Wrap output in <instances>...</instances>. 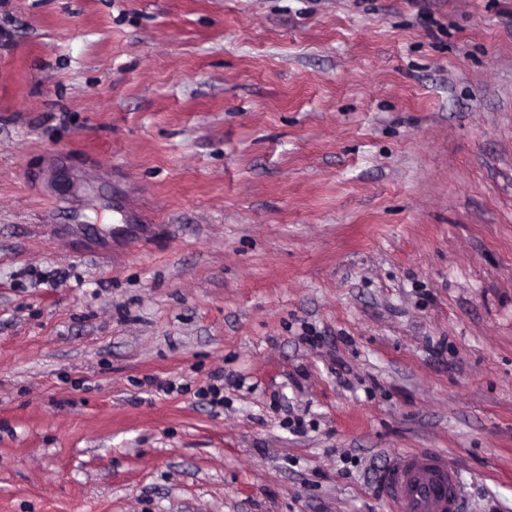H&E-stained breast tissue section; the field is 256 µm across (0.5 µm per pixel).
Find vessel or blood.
Instances as JSON below:
<instances>
[{
  "mask_svg": "<svg viewBox=\"0 0 512 512\" xmlns=\"http://www.w3.org/2000/svg\"><path fill=\"white\" fill-rule=\"evenodd\" d=\"M393 512H461L462 489L447 459L430 453H396L377 476Z\"/></svg>",
  "mask_w": 512,
  "mask_h": 512,
  "instance_id": "1",
  "label": "vessel or blood"
}]
</instances>
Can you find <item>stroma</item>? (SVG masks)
<instances>
[{"label": "stroma", "mask_w": 512, "mask_h": 512, "mask_svg": "<svg viewBox=\"0 0 512 512\" xmlns=\"http://www.w3.org/2000/svg\"><path fill=\"white\" fill-rule=\"evenodd\" d=\"M406 450L512 512V0H0V512H392Z\"/></svg>", "instance_id": "1"}]
</instances>
